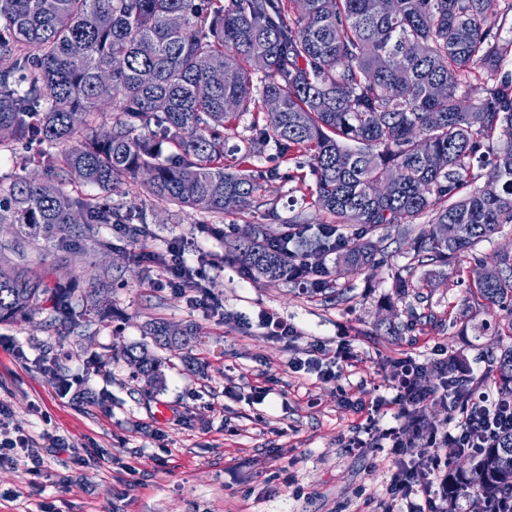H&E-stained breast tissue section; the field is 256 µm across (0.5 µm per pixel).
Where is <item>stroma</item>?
<instances>
[{
  "label": "stroma",
  "instance_id": "1",
  "mask_svg": "<svg viewBox=\"0 0 512 512\" xmlns=\"http://www.w3.org/2000/svg\"><path fill=\"white\" fill-rule=\"evenodd\" d=\"M272 145L256 144L247 169L279 166L278 178L260 180L255 204L236 214L182 209L148 197L138 181L119 185L108 198L146 222L147 236L104 227L110 250L76 258L50 250L46 262L72 273L78 293L110 269L112 316L81 331L50 308L30 320L0 325V402L34 441L44 432L69 436L80 457L40 449L44 463L0 465V512H380L396 469L387 448L350 450L366 412L354 400L392 398L390 364L410 356L433 364L464 359L477 392L497 397L486 375L485 353L512 344L506 336L461 335L454 313L468 297L472 265H418L412 232L394 224L381 229L378 267L342 275L331 287L302 291L294 279L273 283L243 273L228 243L245 225L284 229L302 217L309 235L330 216L314 202L315 178L298 159L277 162ZM178 240L189 253L218 264L204 286L209 307L159 288V264L141 253H163ZM410 273L413 289L397 297V274ZM267 312L298 331L286 344L258 323ZM152 318L195 323L201 330L187 353H169L165 386L146 397L123 360L109 372L97 356L142 339ZM346 344L350 357L336 362L330 382L294 371V358L313 344ZM268 388L256 400L255 387ZM106 394V403L96 395Z\"/></svg>",
  "mask_w": 512,
  "mask_h": 512
}]
</instances>
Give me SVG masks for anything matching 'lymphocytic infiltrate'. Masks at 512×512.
<instances>
[{"mask_svg":"<svg viewBox=\"0 0 512 512\" xmlns=\"http://www.w3.org/2000/svg\"><path fill=\"white\" fill-rule=\"evenodd\" d=\"M205 255L189 261L184 245L174 242L159 263L165 275L160 284L195 294L204 277ZM194 304L203 305L204 297L196 296ZM428 371L426 364L406 358L394 365L391 374L397 408L388 425H380L375 417H367L364 434L349 440L352 449H393L398 466L387 489L383 512H448V476L443 459H450L468 448H485L504 431L512 430V415L502 412L500 400L481 397L468 402L453 427L441 430L424 428L416 416L423 402L447 399V380H439L433 388L422 383Z\"/></svg>","mask_w":512,"mask_h":512,"instance_id":"1","label":"lymphocytic infiltrate"}]
</instances>
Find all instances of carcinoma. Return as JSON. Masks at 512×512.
Here are the masks:
<instances>
[{
    "label": "carcinoma",
    "mask_w": 512,
    "mask_h": 512,
    "mask_svg": "<svg viewBox=\"0 0 512 512\" xmlns=\"http://www.w3.org/2000/svg\"><path fill=\"white\" fill-rule=\"evenodd\" d=\"M497 0H0V131L37 145L41 176L0 188V225L12 227L0 252V324L26 321L41 304L71 313L75 289L32 267L40 243L101 247L99 225L130 217L63 184L110 191L144 176L155 200L223 214L250 206L258 182L224 167V130L248 112L252 129L278 158H309L319 206L336 218L339 263H380L374 234L432 214L413 242L414 259L449 264L512 224V79L498 77L512 56L501 39ZM264 73L254 85L253 71ZM277 109L267 108V101ZM115 111L108 129L102 104ZM503 140L485 160L484 145ZM447 166L436 168L435 157ZM483 184L468 189L472 182ZM80 215L79 224L73 222ZM442 224L458 234L444 237ZM291 229L299 256L324 258L330 238ZM280 234L255 224L235 244L241 265L258 279L283 280L293 259L275 247ZM108 272L90 283L84 314L111 317ZM454 318L475 339L488 325L473 307L505 311L512 334V254L469 288ZM156 318L144 336L178 351L199 328ZM137 364L133 379L153 394L164 385L161 357L148 345L119 349ZM501 396L512 400V346L488 359ZM512 433L496 446L448 461V499L467 490L484 512L512 498Z\"/></svg>",
    "instance_id": "obj_1"
}]
</instances>
